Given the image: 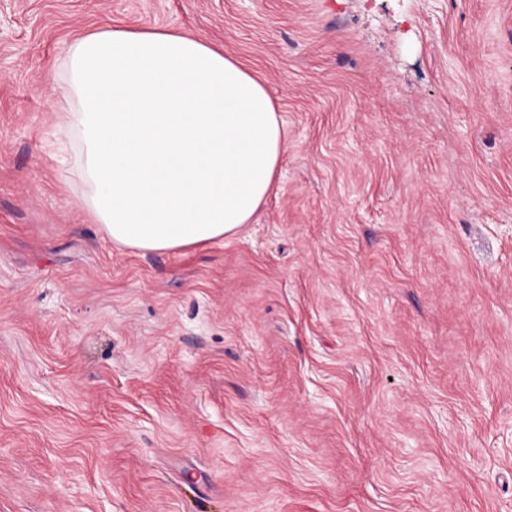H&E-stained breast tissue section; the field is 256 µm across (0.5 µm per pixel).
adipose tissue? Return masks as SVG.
Returning a JSON list of instances; mask_svg holds the SVG:
<instances>
[{
  "instance_id": "ef3b65f1",
  "label": "adipose tissue",
  "mask_w": 512,
  "mask_h": 512,
  "mask_svg": "<svg viewBox=\"0 0 512 512\" xmlns=\"http://www.w3.org/2000/svg\"><path fill=\"white\" fill-rule=\"evenodd\" d=\"M74 104L48 147L77 148L82 207L115 247L178 251L235 236L287 149L263 81L186 33L104 29L62 61Z\"/></svg>"
}]
</instances>
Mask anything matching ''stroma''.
Listing matches in <instances>:
<instances>
[{
  "label": "stroma",
  "instance_id": "stroma-1",
  "mask_svg": "<svg viewBox=\"0 0 512 512\" xmlns=\"http://www.w3.org/2000/svg\"><path fill=\"white\" fill-rule=\"evenodd\" d=\"M112 26L270 89L234 237L117 249L45 150ZM0 512H512V0H0Z\"/></svg>",
  "mask_w": 512,
  "mask_h": 512
}]
</instances>
